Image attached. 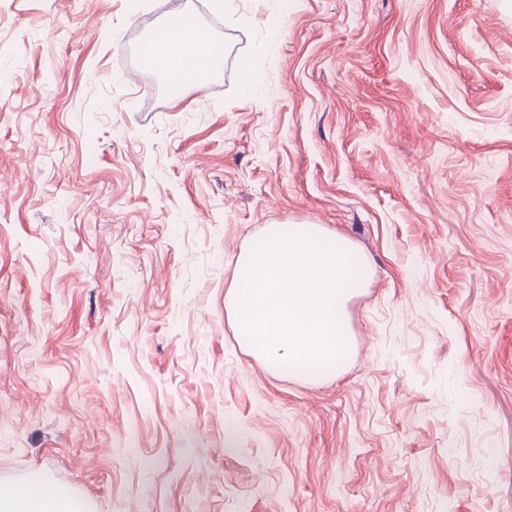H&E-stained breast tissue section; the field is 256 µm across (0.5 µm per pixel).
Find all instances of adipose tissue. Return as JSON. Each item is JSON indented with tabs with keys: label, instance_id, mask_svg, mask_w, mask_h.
Here are the masks:
<instances>
[{
	"label": "adipose tissue",
	"instance_id": "1",
	"mask_svg": "<svg viewBox=\"0 0 512 512\" xmlns=\"http://www.w3.org/2000/svg\"><path fill=\"white\" fill-rule=\"evenodd\" d=\"M143 57L170 79L185 81L208 73L220 49L201 39L199 26L182 15L146 44ZM0 512H74V505L67 492L51 489L37 477L20 489H0Z\"/></svg>",
	"mask_w": 512,
	"mask_h": 512
}]
</instances>
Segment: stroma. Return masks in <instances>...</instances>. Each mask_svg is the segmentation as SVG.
<instances>
[{
	"label": "stroma",
	"instance_id": "1",
	"mask_svg": "<svg viewBox=\"0 0 512 512\" xmlns=\"http://www.w3.org/2000/svg\"><path fill=\"white\" fill-rule=\"evenodd\" d=\"M222 61L127 70L175 11ZM348 237L309 384L224 309ZM92 512H512V0H0V480Z\"/></svg>",
	"mask_w": 512,
	"mask_h": 512
}]
</instances>
